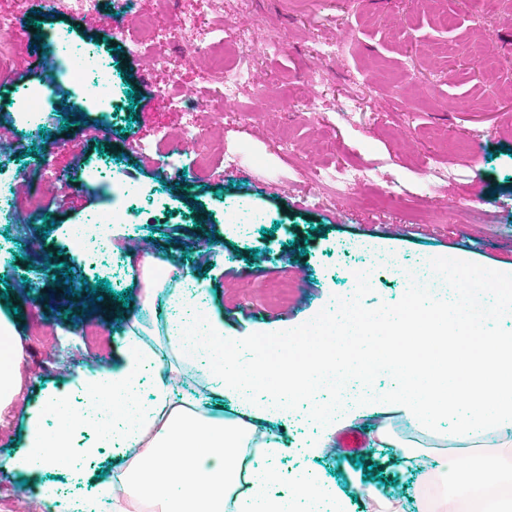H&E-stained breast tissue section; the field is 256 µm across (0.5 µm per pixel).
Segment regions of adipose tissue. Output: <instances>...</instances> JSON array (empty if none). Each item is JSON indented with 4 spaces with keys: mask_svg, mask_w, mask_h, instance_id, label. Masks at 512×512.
I'll return each instance as SVG.
<instances>
[{
    "mask_svg": "<svg viewBox=\"0 0 512 512\" xmlns=\"http://www.w3.org/2000/svg\"><path fill=\"white\" fill-rule=\"evenodd\" d=\"M167 267L161 258L144 267L150 286L138 318L117 338L119 363L89 370L40 403L23 396V346L0 310V413L18 411L21 422L20 443L0 467L36 478V496L49 512H105L131 495L154 503L157 512H348L333 485L278 469L283 448L271 426L298 413L311 426L310 456L329 447L337 430L379 412L387 419L369 434L376 448L394 446V423L432 436L449 418L445 443L461 447L488 437L512 449V333L491 334L476 313L481 305L511 312V282L497 283L478 303L411 291L399 308L367 309L344 329L327 325L321 335L290 337L286 350L272 352L264 340L226 342L223 321L198 306L207 361L190 347L188 326L168 325L164 334L178 362L201 366L210 393L205 400L182 389L144 339L156 299L166 296L171 306L182 301L158 277ZM330 368L361 380L339 409L316 391ZM385 373L398 378L397 387L375 388ZM87 397L111 408L113 429L87 416ZM228 401L231 419L224 416ZM82 433L91 437L84 447L76 440ZM106 447L128 461L97 480L91 493L69 500L45 479L50 469L82 477V463ZM453 495L465 512H512V466L482 457L470 477L454 482Z\"/></svg>",
    "mask_w": 512,
    "mask_h": 512,
    "instance_id": "ef3b65f1",
    "label": "adipose tissue"
}]
</instances>
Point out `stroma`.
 I'll return each mask as SVG.
<instances>
[{
    "mask_svg": "<svg viewBox=\"0 0 512 512\" xmlns=\"http://www.w3.org/2000/svg\"><path fill=\"white\" fill-rule=\"evenodd\" d=\"M95 2L86 14L55 11L50 0H0V12L17 21L0 54V141L12 142L19 156L32 142L19 136L9 99L42 79L32 64L37 37L61 29L70 50L91 47L112 62L111 111L64 83L42 113L41 127L58 145L54 167L69 176L68 190L43 187L49 232L16 225L40 179L35 170L17 183L14 214L0 216V276L19 307L13 322L24 368L39 377L32 398L117 361L112 336L140 307L143 283L133 270L143 240L171 261L173 287L192 285L223 320L225 337L240 342L300 332L358 278L367 283L361 306H398L406 284L373 265L380 254L406 267L447 255L461 279L512 272V0H139L129 33L139 36L145 18L159 24L185 86L208 91L209 67L219 57L256 76L239 87L237 114L209 133L203 158L178 151L184 115L146 79L148 57L119 46L105 27L114 0ZM189 14L227 29L259 18L284 41L262 53L247 44L233 54L216 47L189 64V43L176 24ZM490 27L499 65L483 68L480 37ZM343 28L342 54L313 63L314 43L334 41ZM377 65L390 79L374 85L368 72ZM312 66L320 75L315 86L306 78ZM259 103L279 112L280 126L247 118ZM284 136L304 161L277 150ZM228 154L237 167H225ZM168 160L177 175L167 174ZM95 162L111 168L113 196L87 178ZM312 163L328 187L317 206L308 202ZM342 170L351 179L345 192L335 189ZM395 184L403 193L388 198ZM126 186L142 207L138 221L112 226L108 254L90 258L70 231L120 201ZM241 211L258 216L246 236L234 220ZM208 238L215 249L202 247ZM364 243L371 255L359 253ZM67 270L75 278L69 295L56 285ZM100 280L112 292L87 307L83 292ZM127 289L135 298L125 307L114 295ZM276 432L285 448L279 467L336 484L349 512H376L360 493L369 472L388 496L419 485L435 496L446 492L436 465L454 450L436 438L405 429L401 449L368 446L356 457L332 447L309 457L307 428L289 421Z\"/></svg>",
    "mask_w": 512,
    "mask_h": 512,
    "instance_id": "1",
    "label": "stroma"
}]
</instances>
